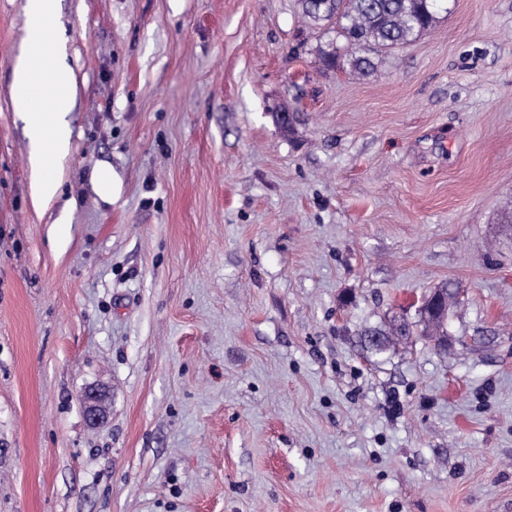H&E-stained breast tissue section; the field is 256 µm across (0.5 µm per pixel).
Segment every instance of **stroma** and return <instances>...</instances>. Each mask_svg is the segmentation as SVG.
I'll return each instance as SVG.
<instances>
[{
	"label": "stroma",
	"instance_id": "1",
	"mask_svg": "<svg viewBox=\"0 0 512 512\" xmlns=\"http://www.w3.org/2000/svg\"><path fill=\"white\" fill-rule=\"evenodd\" d=\"M446 6L360 77L297 0H59L39 205L0 0V512H512V0ZM432 294L429 302L423 306L421 322L424 336L435 341L437 336L445 335L444 328L448 315V306L456 295V289L451 284L443 285Z\"/></svg>",
	"mask_w": 512,
	"mask_h": 512
}]
</instances>
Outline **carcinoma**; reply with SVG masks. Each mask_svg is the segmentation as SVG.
<instances>
[{
  "label": "carcinoma",
  "instance_id": "1",
  "mask_svg": "<svg viewBox=\"0 0 512 512\" xmlns=\"http://www.w3.org/2000/svg\"><path fill=\"white\" fill-rule=\"evenodd\" d=\"M439 0H299L301 16L311 26L336 25L341 45L325 51L320 60L336 67L340 51L346 52L351 72L364 76L375 69V60L392 53L430 30L438 19ZM456 295L451 285L433 292L423 306V334L430 340L444 335L448 306Z\"/></svg>",
  "mask_w": 512,
  "mask_h": 512
}]
</instances>
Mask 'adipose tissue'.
<instances>
[{
	"label": "adipose tissue",
	"mask_w": 512,
	"mask_h": 512,
	"mask_svg": "<svg viewBox=\"0 0 512 512\" xmlns=\"http://www.w3.org/2000/svg\"><path fill=\"white\" fill-rule=\"evenodd\" d=\"M58 0H27L31 29L26 41V58L15 70L12 102L24 113L38 150L32 161L34 189L38 197L51 199L59 188L56 170L69 147L71 129L65 120L73 108L75 83L59 62V32L55 25ZM50 110L36 112L41 101Z\"/></svg>",
	"instance_id": "obj_1"
}]
</instances>
